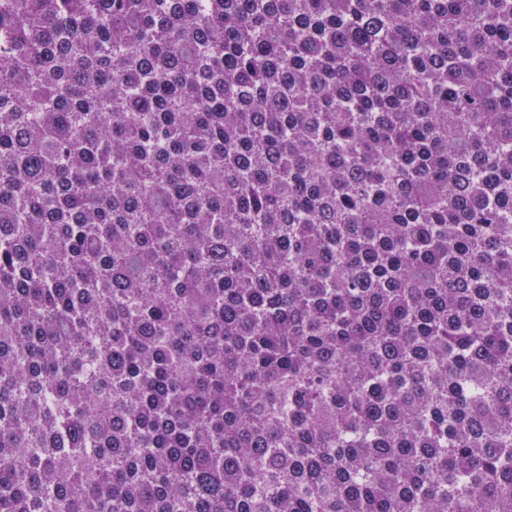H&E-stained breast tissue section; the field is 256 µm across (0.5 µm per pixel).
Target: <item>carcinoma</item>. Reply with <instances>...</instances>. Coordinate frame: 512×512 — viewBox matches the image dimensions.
I'll use <instances>...</instances> for the list:
<instances>
[{"instance_id":"obj_1","label":"carcinoma","mask_w":512,"mask_h":512,"mask_svg":"<svg viewBox=\"0 0 512 512\" xmlns=\"http://www.w3.org/2000/svg\"><path fill=\"white\" fill-rule=\"evenodd\" d=\"M0 512H512V0H0Z\"/></svg>"}]
</instances>
